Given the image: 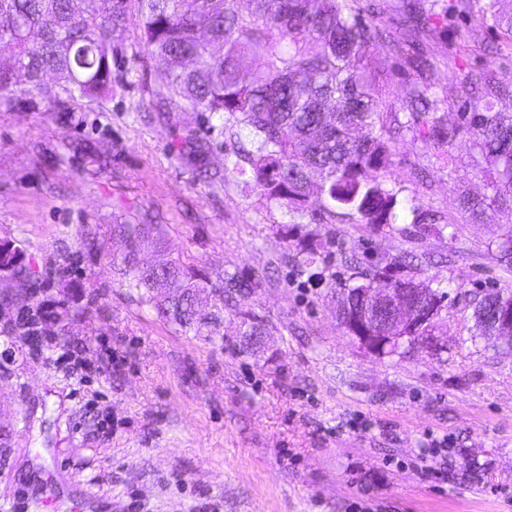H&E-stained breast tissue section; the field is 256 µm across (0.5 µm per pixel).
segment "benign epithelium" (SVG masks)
Segmentation results:
<instances>
[{
	"label": "benign epithelium",
	"instance_id": "7a95c632",
	"mask_svg": "<svg viewBox=\"0 0 512 512\" xmlns=\"http://www.w3.org/2000/svg\"><path fill=\"white\" fill-rule=\"evenodd\" d=\"M352 296L359 302L345 314L348 300L339 299L341 326L360 348L377 356L386 347L415 345L433 354L444 349L440 338L418 336L419 328L437 322L444 304L432 296V289L418 282L412 288H357ZM484 312L478 324L486 339L506 352H512V298L501 291L486 294Z\"/></svg>",
	"mask_w": 512,
	"mask_h": 512
}]
</instances>
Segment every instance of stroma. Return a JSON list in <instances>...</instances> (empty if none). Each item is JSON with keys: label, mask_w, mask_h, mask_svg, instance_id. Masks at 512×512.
Here are the masks:
<instances>
[{"label": "stroma", "mask_w": 512, "mask_h": 512, "mask_svg": "<svg viewBox=\"0 0 512 512\" xmlns=\"http://www.w3.org/2000/svg\"><path fill=\"white\" fill-rule=\"evenodd\" d=\"M466 37L434 44L452 116L458 76L512 71V54L483 51L495 31L474 23ZM116 46L129 70L111 94L0 110V243L31 273L0 313V351L14 349L0 361L12 432L0 512H45L46 496L72 512L81 486L101 512H512V353L472 331L486 290L512 291L496 259L501 214L441 236L339 217L313 225L319 256L300 271L290 216L234 170L223 120L158 115L161 80L138 62V25ZM471 153L406 135L390 181L400 199L456 216L457 188L484 192ZM121 214L157 221L173 257L212 281L259 279L240 308L261 320L266 346L244 352L232 311L212 343L130 296L109 260ZM351 255L442 283L444 352L377 358L344 332L332 292ZM39 304L53 319L34 347L16 326ZM442 437L447 452H434Z\"/></svg>", "instance_id": "1"}]
</instances>
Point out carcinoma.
Segmentation results:
<instances>
[{
	"instance_id": "1",
	"label": "carcinoma",
	"mask_w": 512,
	"mask_h": 512,
	"mask_svg": "<svg viewBox=\"0 0 512 512\" xmlns=\"http://www.w3.org/2000/svg\"><path fill=\"white\" fill-rule=\"evenodd\" d=\"M505 0H0V105L39 98L48 103L95 100L112 90L115 37L137 18L147 61L162 75L155 93L166 111L217 114L247 132L251 149L233 148L236 170L250 174L266 200L289 213L324 224L347 215L359 224L393 227L402 216L427 231L443 233L433 211L405 204L388 185L395 146L405 132L446 152L467 139L473 167L492 194L457 195L465 221L481 222L497 208L512 224V112L495 109L512 99V73L471 71L457 83L468 111L448 122L433 80L435 40L448 21L467 16L497 30L512 47V10ZM387 54L373 64L375 49ZM403 63L413 78L402 84L400 105L391 100L394 72ZM252 67L249 77L243 76ZM324 202L314 206L309 188ZM127 251L110 255L125 286L158 315L208 341L224 336V310L259 287L236 274L213 283L178 266L173 292L159 300L153 277L138 255L148 249L169 257L156 224L126 220L114 225ZM301 236L298 266L316 263L317 248ZM0 270L18 290L27 268L11 250ZM378 267L356 272L338 290L369 288ZM198 288L215 298L208 322L196 316ZM241 336H254L257 319L238 311Z\"/></svg>"
}]
</instances>
